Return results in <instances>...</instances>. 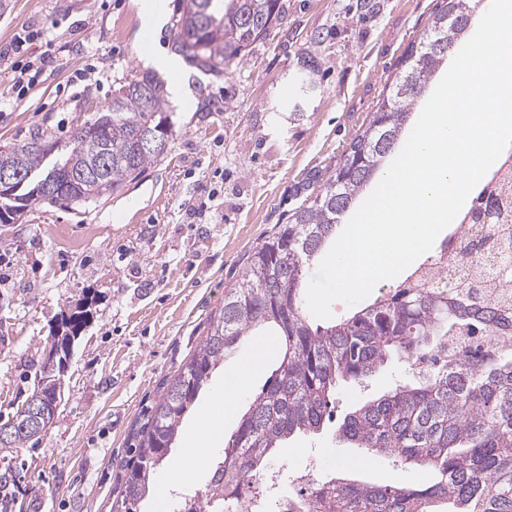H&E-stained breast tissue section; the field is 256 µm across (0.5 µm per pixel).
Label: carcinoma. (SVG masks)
Returning a JSON list of instances; mask_svg holds the SVG:
<instances>
[{
  "instance_id": "cac0c4a2",
  "label": "carcinoma",
  "mask_w": 512,
  "mask_h": 512,
  "mask_svg": "<svg viewBox=\"0 0 512 512\" xmlns=\"http://www.w3.org/2000/svg\"><path fill=\"white\" fill-rule=\"evenodd\" d=\"M368 122L318 193L275 225L250 252L240 279L210 315L194 353L165 380L134 434L133 455L113 494L111 512H139L155 468L167 457L185 413L218 366L245 336L263 331L278 341V367L251 396L237 426L224 437L219 472L203 491L207 512H225L228 495L251 482L277 449L319 434L333 420L341 390L359 385L385 364L430 365L418 379L396 385L353 408L339 438L363 453L425 473L419 483L375 482L358 472L324 479L313 494L294 497L292 512H512V344L490 345L493 356L468 343L512 340V292L492 271L464 288L406 278L338 323L313 324L306 305L307 270L336 239V228L382 162L406 138L412 106L448 59L474 15L451 17L459 0H443ZM281 0H185L172 26L176 51L205 73L223 71L281 24ZM163 86L154 76L115 81L112 101L76 126L69 139L39 133L0 155L30 177L17 192L27 202L87 204L118 192L161 162L173 137ZM493 211L489 223L512 214L506 182L480 199L470 220ZM91 309L63 317L77 337ZM1 448H21L42 432L16 409Z\"/></svg>"
}]
</instances>
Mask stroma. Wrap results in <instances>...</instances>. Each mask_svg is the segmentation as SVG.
<instances>
[{
  "mask_svg": "<svg viewBox=\"0 0 512 512\" xmlns=\"http://www.w3.org/2000/svg\"><path fill=\"white\" fill-rule=\"evenodd\" d=\"M282 2V23L222 73L180 59L164 84L173 138L161 162L97 202L35 203L0 224V416L30 396L64 312L92 309L53 422L38 442L0 448V512H110L142 408L192 355L249 250L310 194L312 175L330 174L442 0H378L367 20L357 0ZM164 5L149 32L139 0H0V52L46 27L56 55L0 112V152L37 131L68 139L110 103L113 80L152 71V50L173 51L183 0ZM253 349L243 341L213 373L170 460L190 455L214 392ZM411 378L406 365L383 366L341 391L337 418ZM337 428L289 440L276 492L358 456Z\"/></svg>",
  "mask_w": 512,
  "mask_h": 512,
  "instance_id": "obj_1",
  "label": "stroma"
}]
</instances>
